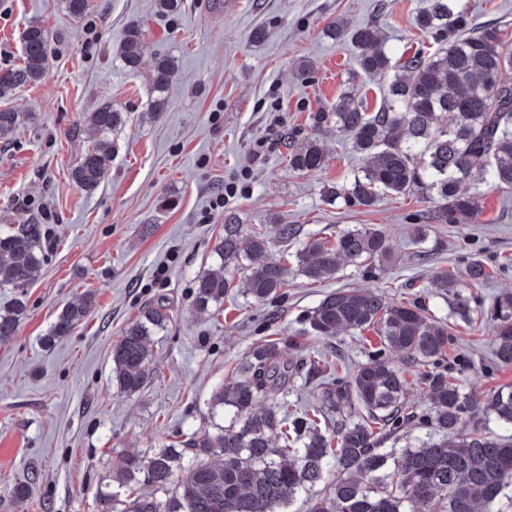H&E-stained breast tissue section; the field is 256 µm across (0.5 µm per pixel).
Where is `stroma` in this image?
I'll return each mask as SVG.
<instances>
[{
	"instance_id": "stroma-1",
	"label": "stroma",
	"mask_w": 512,
	"mask_h": 512,
	"mask_svg": "<svg viewBox=\"0 0 512 512\" xmlns=\"http://www.w3.org/2000/svg\"><path fill=\"white\" fill-rule=\"evenodd\" d=\"M427 0H183L162 15L156 0H94L83 19L64 0H0V71L20 65V36L29 22L46 28L52 53L43 79L0 96V110L29 113L9 143L0 142V229L41 224L46 264L21 289L0 285V304L22 300L16 336L0 342V512H101L94 492L110 482L125 454L162 448L202 427H214L209 398L236 375L257 342L285 339L299 360L336 356L339 374L353 371L378 346L374 330L342 331L318 341L303 335V318L328 293L377 288L393 303L417 301L447 319L444 364L464 392L483 400L512 386V365L495 356L491 304L512 292V190L469 181L481 193L477 223L425 224L414 195H392L374 207H347L326 188L350 181L367 156L335 126L312 129L311 113L327 108L357 82L368 111L383 102L386 82L360 74L357 51L328 28L375 25L393 59L433 45L415 24ZM472 27H496L512 48V0H461ZM147 42L141 66L124 67L118 49L130 24ZM265 33L253 41L255 30ZM177 71L156 113L150 75L157 59ZM309 72H302V65ZM123 113L113 129L112 165L94 194L71 171L99 135L84 121L102 103ZM317 138L324 167L302 174L288 165L282 141ZM245 227L293 224L288 284L281 298L257 303L226 298L220 311L192 305L198 272L217 269L213 248L225 212ZM377 228L387 254L371 266L344 265L312 282L296 271L297 250L313 238ZM489 273L475 289L481 300L455 312L430 282L445 271L464 276L473 259ZM93 292L96 305L71 336L45 343L64 306ZM173 317L153 338V376L139 393L112 380L110 352L122 328L150 303ZM296 342H289V335ZM33 482V494L12 488Z\"/></svg>"
}]
</instances>
